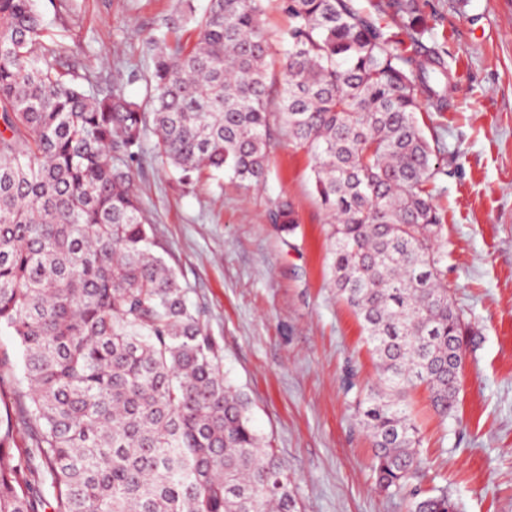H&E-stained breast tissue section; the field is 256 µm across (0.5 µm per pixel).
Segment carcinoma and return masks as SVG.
Instances as JSON below:
<instances>
[{
	"mask_svg": "<svg viewBox=\"0 0 512 512\" xmlns=\"http://www.w3.org/2000/svg\"><path fill=\"white\" fill-rule=\"evenodd\" d=\"M39 0H0V325L22 347L29 391L0 389V512H297L288 474L254 431L248 398L156 248L134 186L153 154L192 183L269 176V81L280 56L288 140L311 153L330 226L332 285L363 327L374 384L346 391L373 441L380 490L398 493L426 458L408 399L455 415L475 336L454 305L441 173L417 124L441 109L448 51L422 43L417 0H390L414 46L403 55L356 0H282L275 37L263 0H210L171 14L146 41L143 101L124 74L80 69L81 44L44 34ZM194 24L197 36L177 32ZM292 235L295 213L271 211ZM413 512H457L444 489ZM280 0H266V10L263 16V22L271 32L277 33L288 28L289 19L280 7Z\"/></svg>",
	"mask_w": 512,
	"mask_h": 512,
	"instance_id": "cac0c4a2",
	"label": "carcinoma"
}]
</instances>
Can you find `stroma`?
Returning <instances> with one entry per match:
<instances>
[{"label":"stroma","mask_w":512,"mask_h":512,"mask_svg":"<svg viewBox=\"0 0 512 512\" xmlns=\"http://www.w3.org/2000/svg\"><path fill=\"white\" fill-rule=\"evenodd\" d=\"M425 45L448 50L446 106L416 117L442 172L432 190L446 224V278L477 335L466 353L454 418L425 390L412 411L427 466L413 489L375 487L372 439L344 391L348 373L375 377L361 324L331 286L328 217L312 159L288 142L279 82L269 101L273 146L266 185L223 174L182 185L144 149L135 172L156 240L207 332L225 376L250 400L253 427L287 471L299 512H410L414 491L447 489L458 512H512V0H418ZM180 0H74L77 27L40 0L48 38L83 42L92 70L122 65L129 100L146 94L147 37ZM290 201L299 227L279 234L269 213ZM0 385L23 396L22 348L0 329Z\"/></svg>","instance_id":"stroma-1"}]
</instances>
